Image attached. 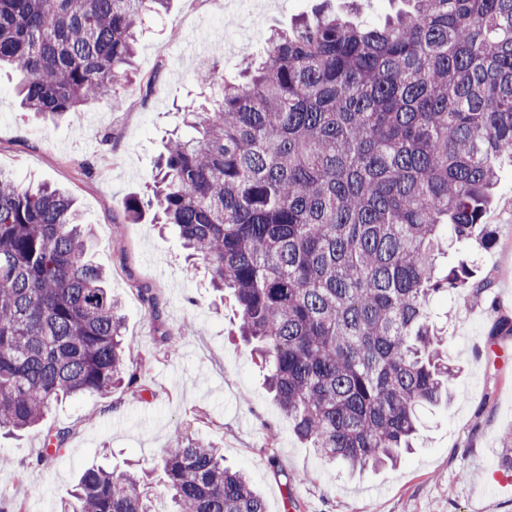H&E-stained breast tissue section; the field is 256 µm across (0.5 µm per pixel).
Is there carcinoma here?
Returning <instances> with one entry per match:
<instances>
[{
  "label": "carcinoma",
  "mask_w": 512,
  "mask_h": 512,
  "mask_svg": "<svg viewBox=\"0 0 512 512\" xmlns=\"http://www.w3.org/2000/svg\"><path fill=\"white\" fill-rule=\"evenodd\" d=\"M382 23L304 20L266 39L263 58L198 82L217 103L184 113L198 137L172 140L151 195L267 370L293 433L351 472L413 447L418 411L450 400L434 298L482 299L469 255L444 241H497L484 223L512 159V0H404ZM169 0H0V67L22 108L80 117L122 106L138 27ZM89 230L64 192L0 170V432L40 425L66 399L134 386L132 348L106 274L86 259ZM145 314L160 299L139 289ZM69 430L50 426L44 454ZM173 512H267L246 475L210 443L164 450ZM61 512H152L133 472L88 468Z\"/></svg>",
  "instance_id": "cac0c4a2"
}]
</instances>
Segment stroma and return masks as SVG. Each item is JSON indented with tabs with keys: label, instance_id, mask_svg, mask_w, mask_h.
Listing matches in <instances>:
<instances>
[{
	"label": "stroma",
	"instance_id": "35a3bbf8",
	"mask_svg": "<svg viewBox=\"0 0 512 512\" xmlns=\"http://www.w3.org/2000/svg\"><path fill=\"white\" fill-rule=\"evenodd\" d=\"M320 0H170L143 25L133 83L121 108L95 104L81 124L20 111L16 77L0 73V167L23 184L45 182L75 199L91 225L87 255L107 274L122 305L132 368L151 390L139 399L118 390L70 400L48 423L69 429L60 453L41 459L42 427L0 438V501L24 512H59V500L88 467L149 474V497L162 498L164 448L187 438L223 448L265 500L267 512H512V486L500 477L512 434V336H491L499 313H512V166L504 165L486 215L496 244L473 255L478 277L492 286L481 305L460 294L433 300L447 331L444 348L459 371L454 401L422 411L416 448L399 465L349 475L326 468L297 439L266 386V372L237 331L232 301H220L204 265H191L175 229L154 211L128 221L124 202L150 192L171 135L195 137L184 108L210 98L195 73L217 59L236 75L257 56L271 29L312 14ZM162 303L149 320L139 291ZM174 341L173 351L159 343Z\"/></svg>",
	"mask_w": 512,
	"mask_h": 512
}]
</instances>
